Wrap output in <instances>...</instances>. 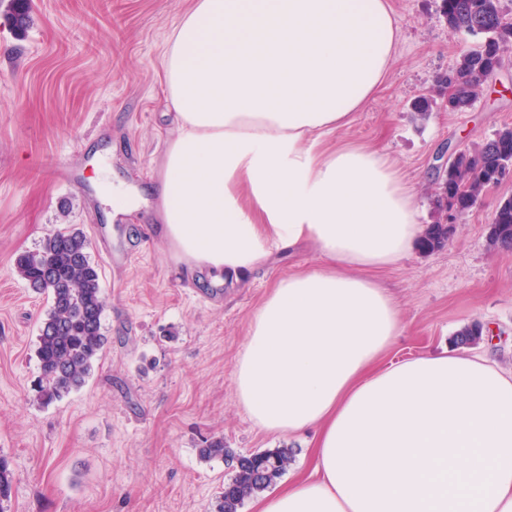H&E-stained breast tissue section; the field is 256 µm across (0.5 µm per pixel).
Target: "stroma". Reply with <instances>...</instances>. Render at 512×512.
<instances>
[{
    "label": "stroma",
    "mask_w": 512,
    "mask_h": 512,
    "mask_svg": "<svg viewBox=\"0 0 512 512\" xmlns=\"http://www.w3.org/2000/svg\"><path fill=\"white\" fill-rule=\"evenodd\" d=\"M401 39L391 71L322 149L387 156L433 201L437 159L512 125V55L465 112L443 108L436 79L474 45L442 0H391ZM194 0H0V456L12 492L0 512H216L238 455L289 449L304 473L306 435L260 431L234 391L254 312L288 276L322 267L310 247L277 253L233 286L190 274L154 235L148 184L175 125L160 60ZM429 106L426 121L415 113ZM512 181L459 217L447 244L378 273L404 331L383 364L439 352L479 324L478 352L512 371V251L488 244ZM90 242L107 338L85 385L42 404L39 327L49 303L15 266L64 226ZM223 439L226 456L203 448Z\"/></svg>",
    "instance_id": "35a3bbf8"
}]
</instances>
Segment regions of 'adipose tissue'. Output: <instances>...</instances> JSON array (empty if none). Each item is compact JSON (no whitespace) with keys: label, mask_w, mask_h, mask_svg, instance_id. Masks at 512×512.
Here are the masks:
<instances>
[{"label":"adipose tissue","mask_w":512,"mask_h":512,"mask_svg":"<svg viewBox=\"0 0 512 512\" xmlns=\"http://www.w3.org/2000/svg\"><path fill=\"white\" fill-rule=\"evenodd\" d=\"M399 38L390 0H195L162 55L172 257L218 283L276 249L325 260L273 288L236 360L259 430L314 432L309 474L257 512H512V372L450 349L377 369L403 326L372 275L421 238L417 195L378 152L319 149L384 84Z\"/></svg>","instance_id":"obj_1"}]
</instances>
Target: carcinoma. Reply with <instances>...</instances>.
I'll return each mask as SVG.
<instances>
[{"instance_id":"cac0c4a2","label":"carcinoma","mask_w":512,"mask_h":512,"mask_svg":"<svg viewBox=\"0 0 512 512\" xmlns=\"http://www.w3.org/2000/svg\"><path fill=\"white\" fill-rule=\"evenodd\" d=\"M442 13L449 31L477 39L475 47L462 53L446 74V81L458 89L454 111L463 112L474 106L486 79L502 67L512 47V18L504 14L501 0H442ZM509 167L512 126L497 130L475 150L461 152L440 164L438 217L426 225L421 249L442 248L451 236L448 213L457 217L470 211L484 188L499 182ZM489 242L498 249H512V197L499 202ZM89 248L82 232L63 228L48 235L37 253L16 259L21 278L50 300L37 347L42 372L38 397L45 404L84 386L105 346L100 274L90 259ZM481 338V327L471 323L457 332L454 343L474 346ZM288 461L286 449L237 458L235 476L224 487L218 512H238L244 498L269 487ZM11 488L9 461L0 456V503L9 499Z\"/></svg>"}]
</instances>
